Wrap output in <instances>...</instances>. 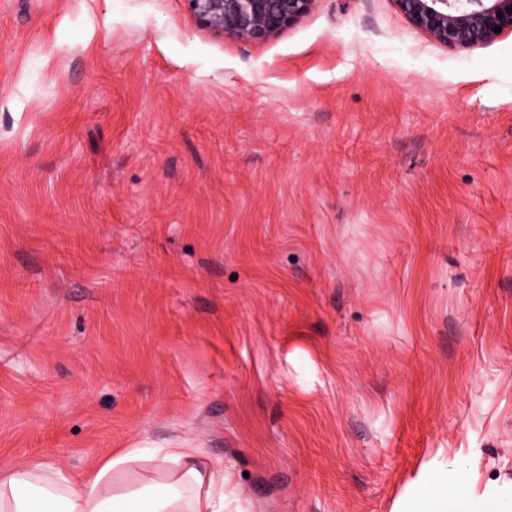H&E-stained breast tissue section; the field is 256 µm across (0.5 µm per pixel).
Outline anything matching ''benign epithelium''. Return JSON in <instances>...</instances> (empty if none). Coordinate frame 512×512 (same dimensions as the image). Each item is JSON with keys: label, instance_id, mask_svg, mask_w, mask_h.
<instances>
[{"label": "benign epithelium", "instance_id": "1", "mask_svg": "<svg viewBox=\"0 0 512 512\" xmlns=\"http://www.w3.org/2000/svg\"><path fill=\"white\" fill-rule=\"evenodd\" d=\"M197 23L245 42L263 41L306 15L315 0H185ZM414 28L450 51L485 45L512 32V0H394ZM503 18H498L497 13Z\"/></svg>", "mask_w": 512, "mask_h": 512}]
</instances>
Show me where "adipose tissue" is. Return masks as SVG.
Masks as SVG:
<instances>
[{
  "instance_id": "ef3b65f1",
  "label": "adipose tissue",
  "mask_w": 512,
  "mask_h": 512,
  "mask_svg": "<svg viewBox=\"0 0 512 512\" xmlns=\"http://www.w3.org/2000/svg\"><path fill=\"white\" fill-rule=\"evenodd\" d=\"M234 474L197 448H132L81 478L52 465L0 462V512H224ZM475 497L464 466L439 454L421 464L391 512H512L505 489Z\"/></svg>"
}]
</instances>
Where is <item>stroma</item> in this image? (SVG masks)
<instances>
[{"label":"stroma","mask_w":512,"mask_h":512,"mask_svg":"<svg viewBox=\"0 0 512 512\" xmlns=\"http://www.w3.org/2000/svg\"><path fill=\"white\" fill-rule=\"evenodd\" d=\"M176 444L226 512H390L440 449L512 479V32L0 0V461ZM197 23L217 35L263 41L306 15L315 0H184Z\"/></svg>","instance_id":"stroma-1"}]
</instances>
